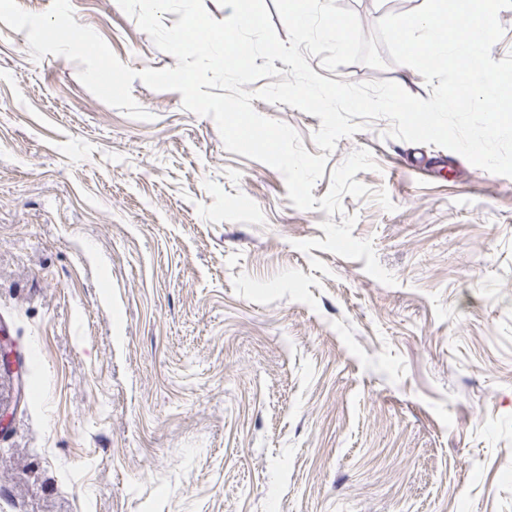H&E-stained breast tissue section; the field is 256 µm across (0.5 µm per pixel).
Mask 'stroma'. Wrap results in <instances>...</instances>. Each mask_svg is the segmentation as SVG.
<instances>
[{
    "instance_id": "obj_1",
    "label": "stroma",
    "mask_w": 512,
    "mask_h": 512,
    "mask_svg": "<svg viewBox=\"0 0 512 512\" xmlns=\"http://www.w3.org/2000/svg\"><path fill=\"white\" fill-rule=\"evenodd\" d=\"M334 3L368 37L424 0ZM70 4L130 68L176 67L117 0ZM308 63L432 94L406 65ZM80 68L0 21V325L38 381L20 403L0 370V512H512V178L377 119L312 194L365 149L395 211L300 210L181 93L134 80L137 120ZM251 105L319 155V117ZM346 214L395 285L295 249Z\"/></svg>"
}]
</instances>
